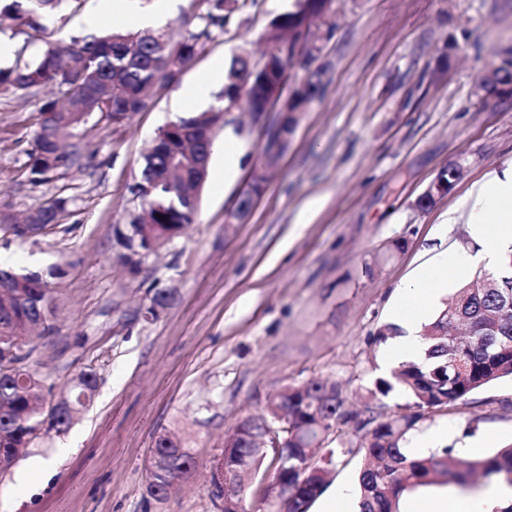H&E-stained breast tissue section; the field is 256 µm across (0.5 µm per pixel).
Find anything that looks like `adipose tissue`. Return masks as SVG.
<instances>
[{
  "mask_svg": "<svg viewBox=\"0 0 512 512\" xmlns=\"http://www.w3.org/2000/svg\"><path fill=\"white\" fill-rule=\"evenodd\" d=\"M462 205L468 211L470 237L476 249L455 259L449 258L447 250L433 249L430 258L402 285L394 320L404 334L391 346V359L417 358L428 306L457 287L475 268H496L512 252V163L492 172L475 196L463 200Z\"/></svg>",
  "mask_w": 512,
  "mask_h": 512,
  "instance_id": "1",
  "label": "adipose tissue"
}]
</instances>
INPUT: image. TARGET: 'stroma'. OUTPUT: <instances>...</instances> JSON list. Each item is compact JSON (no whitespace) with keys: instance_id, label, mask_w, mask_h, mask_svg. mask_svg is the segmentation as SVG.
<instances>
[{"instance_id":"1","label":"stroma","mask_w":512,"mask_h":512,"mask_svg":"<svg viewBox=\"0 0 512 512\" xmlns=\"http://www.w3.org/2000/svg\"><path fill=\"white\" fill-rule=\"evenodd\" d=\"M292 2L257 0L234 15L177 84L124 127L89 122L80 167L48 183L32 182L28 169L38 101L0 94V214L22 217L60 193L73 199L41 234L0 227V265L48 275L53 288L52 332L30 364L56 395L85 366L98 374L90 406L70 428L42 432L0 473V512H222L213 492L224 440L283 388L331 378L364 418L405 404L397 392L371 393L388 373L376 336L393 321L398 285L431 249L469 252L460 200L512 162V97L479 88L483 72L512 55V0H332L331 36L317 57L322 92L252 212L227 221L264 143L263 125L241 108L218 127L237 138L236 176H209L194 224L138 273L116 258L114 229L134 207L127 186L142 154L167 123L210 104L182 102V86L236 53L262 62L261 35ZM98 5L72 0L42 41L10 19L0 21V37L28 61L44 41L80 36L77 19ZM452 162L461 166L452 190L419 208ZM451 212L455 223H445ZM159 289L174 299L153 319L146 309ZM418 430L466 457L494 455L512 443V379L475 392L468 405L425 414ZM161 433L185 440L196 467L159 502L146 494L145 460ZM35 458L48 462V477L21 484Z\"/></svg>"}]
</instances>
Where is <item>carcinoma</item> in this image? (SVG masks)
I'll list each match as a JSON object with an SVG mask.
<instances>
[{
  "mask_svg": "<svg viewBox=\"0 0 512 512\" xmlns=\"http://www.w3.org/2000/svg\"><path fill=\"white\" fill-rule=\"evenodd\" d=\"M64 0H11L0 9L36 33H46L49 17ZM255 0H200L197 24L176 39L167 29H143L132 33L111 31L72 39L60 52L48 42L29 62H16L0 70V87L36 96L45 87L59 89L64 102L46 100L39 109L35 151L30 156L32 181L49 182L55 174L78 165L82 149L81 129L97 116L112 126L127 123L128 116L149 108L159 85L175 83L206 41L224 32L230 17L254 5ZM319 0H294L292 9L274 17L263 32L270 45L268 65L254 70L252 60L235 55L224 74V85L213 93L212 112H222L240 91L249 108L265 107L278 97L276 91L295 64L283 52L288 29L309 18L320 20ZM310 52L297 85L283 108L303 112L322 91L324 70L314 65ZM501 75V95L512 94V57L492 65ZM184 139L160 132L143 157L140 173L128 186L142 211L128 216L129 224L115 229V245L121 264L135 273L143 253L182 235L195 222L197 210L189 206L200 197L208 168L197 169L186 150L206 149L214 139L213 118L192 113L174 122ZM69 199L53 197L33 208L37 223L47 228L60 223ZM162 218H157V215ZM0 272L13 279L14 296L0 303V452L20 457L43 427L67 430L77 413L92 400L98 376L88 366L61 394L68 409L58 416L45 414L43 405L51 388L47 378L29 366L34 342L51 333L53 295L46 280L35 272ZM474 278L491 280L489 288L468 285L423 325V352L416 361L402 363L389 377L376 382L386 396L397 389L409 402L385 420L360 419L346 409L339 385L328 378H313L290 386L270 398L265 420L258 430L277 428L278 438H288L284 455L259 448L249 431L235 429L233 446L224 450V476L258 473L264 463L273 468V486L291 496L289 512H309L322 495L329 475L354 454L342 442L343 428L357 423L368 429L360 448L363 461L356 470L358 512H399L404 495L429 485L437 476L464 486L474 474L512 485V444L488 459H470L453 448H440L427 457L413 456L406 444L427 412L466 405L478 390L504 378H512V253L497 272L479 270ZM149 456L157 462L146 471V493L156 501L167 499L173 482L187 479L196 466L192 449L166 433L156 436Z\"/></svg>",
  "mask_w": 512,
  "mask_h": 512,
  "instance_id": "1",
  "label": "carcinoma"
}]
</instances>
